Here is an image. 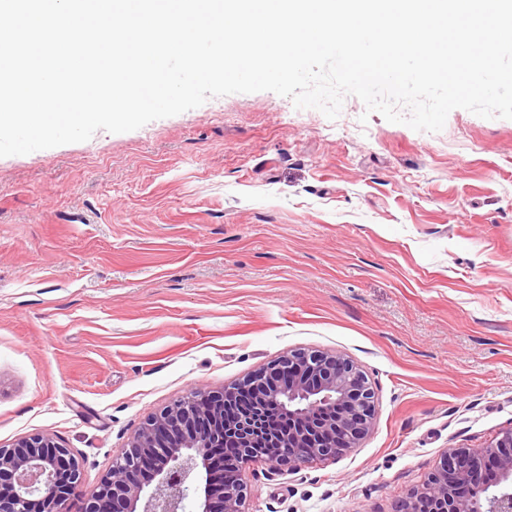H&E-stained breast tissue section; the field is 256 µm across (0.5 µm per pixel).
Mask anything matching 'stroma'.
Segmentation results:
<instances>
[{"label":"stroma","instance_id":"obj_1","mask_svg":"<svg viewBox=\"0 0 512 512\" xmlns=\"http://www.w3.org/2000/svg\"><path fill=\"white\" fill-rule=\"evenodd\" d=\"M222 103L0 157V446L71 448L83 512L149 415L313 348L367 373L374 429L249 464V512H397L512 429V120Z\"/></svg>","mask_w":512,"mask_h":512}]
</instances>
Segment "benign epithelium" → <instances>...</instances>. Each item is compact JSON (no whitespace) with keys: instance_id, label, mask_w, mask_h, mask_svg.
Wrapping results in <instances>:
<instances>
[{"instance_id":"benign-epithelium-1","label":"benign epithelium","mask_w":512,"mask_h":512,"mask_svg":"<svg viewBox=\"0 0 512 512\" xmlns=\"http://www.w3.org/2000/svg\"><path fill=\"white\" fill-rule=\"evenodd\" d=\"M288 429L272 430V410ZM375 424V392L350 358L291 351L220 391H194L151 416L86 499L84 512H247L246 465L277 469L339 457ZM82 465L51 435L0 447V512H67ZM399 512H512V430L495 444L446 450Z\"/></svg>"}]
</instances>
